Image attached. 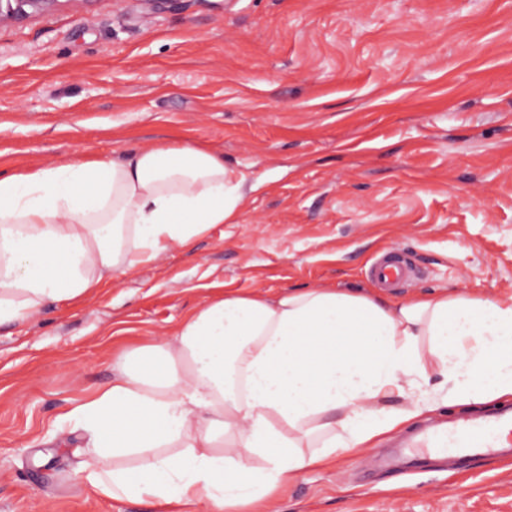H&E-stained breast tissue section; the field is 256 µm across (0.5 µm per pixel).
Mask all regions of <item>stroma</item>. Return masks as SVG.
Here are the masks:
<instances>
[{
    "mask_svg": "<svg viewBox=\"0 0 512 512\" xmlns=\"http://www.w3.org/2000/svg\"><path fill=\"white\" fill-rule=\"evenodd\" d=\"M164 139L257 188L239 223L0 326V512H168L91 493L62 417L213 294L369 291L392 247L412 273L390 299L512 293V0H96L0 26V174ZM464 414L326 460L262 512H512V453L409 445Z\"/></svg>",
    "mask_w": 512,
    "mask_h": 512,
    "instance_id": "35a3bbf8",
    "label": "stroma"
}]
</instances>
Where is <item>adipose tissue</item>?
Masks as SVG:
<instances>
[{
  "instance_id": "obj_1",
  "label": "adipose tissue",
  "mask_w": 512,
  "mask_h": 512,
  "mask_svg": "<svg viewBox=\"0 0 512 512\" xmlns=\"http://www.w3.org/2000/svg\"><path fill=\"white\" fill-rule=\"evenodd\" d=\"M246 182L184 143L0 175V325L239 223ZM116 362L69 413L117 461L87 462L90 490L231 512L439 405L512 398V294L224 293Z\"/></svg>"
}]
</instances>
